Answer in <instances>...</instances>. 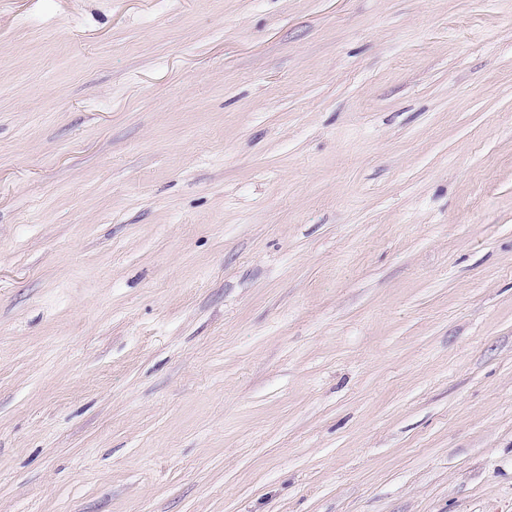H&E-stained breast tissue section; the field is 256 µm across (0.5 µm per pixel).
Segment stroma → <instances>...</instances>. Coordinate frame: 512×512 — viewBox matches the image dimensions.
Returning <instances> with one entry per match:
<instances>
[{
  "instance_id": "35a3bbf8",
  "label": "stroma",
  "mask_w": 512,
  "mask_h": 512,
  "mask_svg": "<svg viewBox=\"0 0 512 512\" xmlns=\"http://www.w3.org/2000/svg\"><path fill=\"white\" fill-rule=\"evenodd\" d=\"M0 512H512V0H0Z\"/></svg>"
}]
</instances>
